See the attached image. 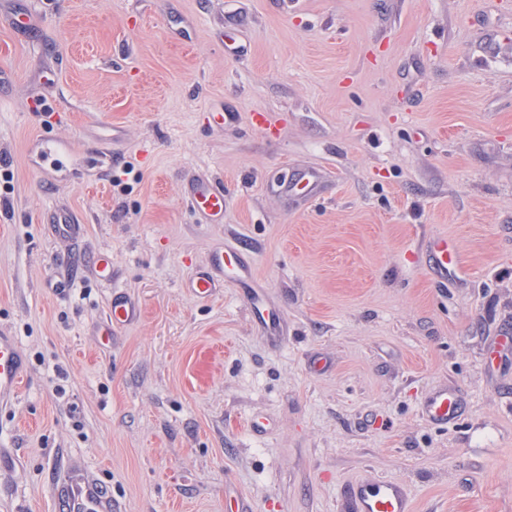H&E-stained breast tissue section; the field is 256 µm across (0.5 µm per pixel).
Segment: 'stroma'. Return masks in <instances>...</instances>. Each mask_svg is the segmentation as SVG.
<instances>
[{"mask_svg":"<svg viewBox=\"0 0 512 512\" xmlns=\"http://www.w3.org/2000/svg\"><path fill=\"white\" fill-rule=\"evenodd\" d=\"M0 70V333L26 367L0 512H56L61 465L118 512H340L360 479L512 512V0H0ZM42 138L72 145L48 176ZM314 167L323 198L290 204ZM203 179L222 222L184 197ZM436 237L463 269H433ZM240 246L280 340L237 288H187ZM116 291L143 313L107 339ZM319 178L318 171L314 169L298 171L288 183L284 184L283 193L288 195L294 190H299L307 197L313 196L316 194ZM461 401L456 391L442 389L435 391L424 403L422 415L437 426L447 425L456 418Z\"/></svg>","mask_w":512,"mask_h":512,"instance_id":"obj_1","label":"stroma"}]
</instances>
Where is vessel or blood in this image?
<instances>
[{
	"mask_svg": "<svg viewBox=\"0 0 512 512\" xmlns=\"http://www.w3.org/2000/svg\"><path fill=\"white\" fill-rule=\"evenodd\" d=\"M319 182V173L308 169L297 172L285 183L284 193L300 191L313 196ZM185 194L193 206L207 220L217 221L224 216V190L207 180L190 185ZM432 260L439 269L457 265L459 255L445 238L434 239L430 246ZM214 269L222 271L226 283L244 289L248 295L252 315L259 327L268 334L276 333L279 321L267 303L260 286L254 285L251 265L240 249L216 252L212 257ZM140 306L123 296H113L108 309L107 330L117 329L137 321ZM24 364L12 337L0 336V397L18 393L23 378ZM461 409L457 392L442 389L435 391L424 403L422 414L437 426L448 424ZM53 487L58 512H112V499L104 487L92 480L80 477L71 470H63ZM342 512H411L408 493L400 482L392 480L362 479L349 485Z\"/></svg>",
	"mask_w": 512,
	"mask_h": 512,
	"instance_id": "1",
	"label": "vessel or blood"
}]
</instances>
